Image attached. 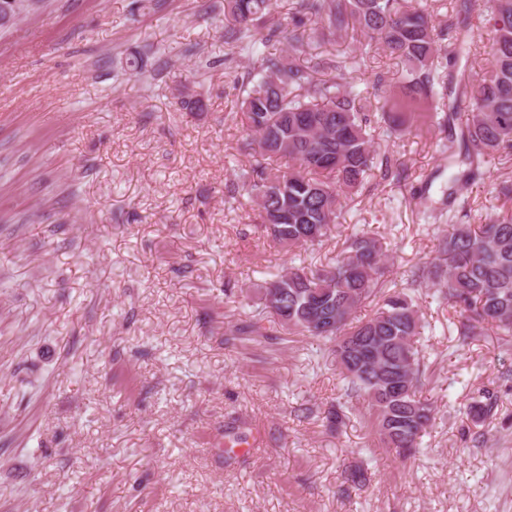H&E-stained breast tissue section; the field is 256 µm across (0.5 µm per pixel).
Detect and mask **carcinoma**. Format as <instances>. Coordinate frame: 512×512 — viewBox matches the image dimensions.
Masks as SVG:
<instances>
[{"label":"carcinoma","instance_id":"cac0c4a2","mask_svg":"<svg viewBox=\"0 0 512 512\" xmlns=\"http://www.w3.org/2000/svg\"><path fill=\"white\" fill-rule=\"evenodd\" d=\"M484 16L495 37L474 40L470 0L448 13L440 28L411 0H291L290 10L310 16L313 34H334L356 25L363 34L353 54L309 67L267 51L281 32L264 34L255 21L270 13L275 0H225L227 35L248 53L252 67L237 81L242 93L239 119L258 157L235 192L247 196L257 220L282 246H313L336 227L340 196L372 179L401 180L374 147V115L361 111L351 74L366 69L379 50L406 65V89L426 103L446 87L448 60L486 54L492 67L478 84L467 69L448 88V112L432 113L431 126L448 133V167L462 169L448 178V213L453 230L439 239L438 256L410 271L399 285L385 278L388 245L378 235L352 232L332 264L291 266L266 282L260 310L236 329L242 336H266V317L284 333L335 343L344 380L343 395L367 402L372 426L384 448L404 459L420 448L436 417L433 405L418 395L424 354L417 340L422 328L418 301L435 288L459 314L460 335H478L486 325L512 336V183L494 187L496 199L511 203L488 222L473 228L454 210L457 191L478 180L487 159L512 153V0H490ZM320 70L336 76L317 77ZM288 159L284 170H271L265 159ZM281 305L269 304L272 292ZM367 303L375 312L364 321L353 314ZM496 400L484 390L471 398L466 415L478 425L493 415Z\"/></svg>","mask_w":512,"mask_h":512}]
</instances>
